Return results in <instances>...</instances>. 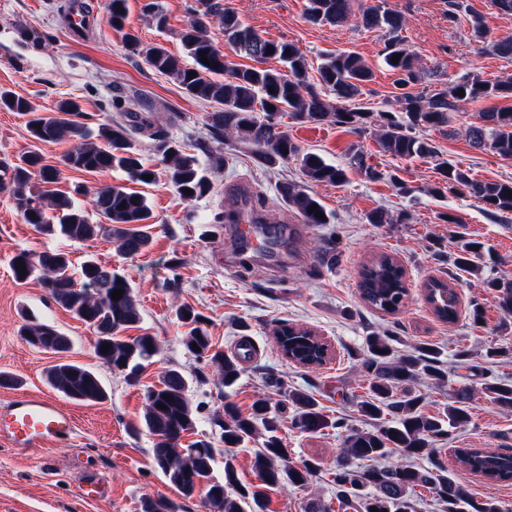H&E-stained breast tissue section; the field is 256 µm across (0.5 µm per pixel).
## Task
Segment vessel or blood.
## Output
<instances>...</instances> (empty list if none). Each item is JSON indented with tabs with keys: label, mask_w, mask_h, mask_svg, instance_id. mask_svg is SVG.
Masks as SVG:
<instances>
[{
	"label": "vessel or blood",
	"mask_w": 512,
	"mask_h": 512,
	"mask_svg": "<svg viewBox=\"0 0 512 512\" xmlns=\"http://www.w3.org/2000/svg\"><path fill=\"white\" fill-rule=\"evenodd\" d=\"M76 429L73 414L51 395L19 390L0 402V443L15 450L46 448Z\"/></svg>",
	"instance_id": "vessel-or-blood-1"
}]
</instances>
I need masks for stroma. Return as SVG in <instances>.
<instances>
[{"label": "stroma", "mask_w": 512, "mask_h": 512, "mask_svg": "<svg viewBox=\"0 0 512 512\" xmlns=\"http://www.w3.org/2000/svg\"><path fill=\"white\" fill-rule=\"evenodd\" d=\"M85 2L90 25L76 39L60 20L68 0H0V86L46 113L61 100H76L89 114L93 129L102 123L132 128L143 161L156 172L155 182L141 188L153 211L152 243L146 251L127 257L106 237L70 241L42 234L24 223L12 196L0 190V373L18 378L21 388L48 394V370L73 361L91 368L108 391L100 404L65 400L78 425L76 440L25 452L0 445V512H141L143 500L157 497L181 501L183 512H206L204 490L182 500L156 466L155 438L141 422L146 389L171 368L190 381L189 398L196 408L190 437L212 443L218 458L215 476H222V460L229 453L239 481L259 485L252 462L263 435L228 452L217 422L224 417L225 402H233L245 414L262 397L278 413V434L289 464L312 459L320 465L303 488L267 489L266 512H304L314 500L329 505L332 512H352L339 504L331 474L346 436L373 427L357 408L368 394L360 362L373 335L394 337V348L401 354L423 342L440 347L447 382L437 385L421 378L413 389L429 415L441 412L454 390L470 389V420L416 462L425 467L439 463L467 486L473 498L498 501L512 512V484L488 482L454 455L458 448L512 449V410L490 402L483 392L484 383L512 380V314L500 308L499 292L493 287L494 282L512 280V216L500 217L492 207L444 189L437 167L445 159L480 180L512 181V159L472 147L466 135L469 125L477 123L478 112L512 107V98L467 105L451 114L447 127L420 129L419 137L434 147L435 156H390L378 142L375 118L378 112L398 109L395 76L385 63L384 31L359 29L350 21L312 24L304 15L306 0H222L224 8L264 38L299 46L307 59L309 81H316L324 55L341 50L359 53L373 72L360 101L372 113L363 132L282 118L283 130L304 150L341 167L360 152L378 173L371 179L349 170L342 184L313 185L295 164L265 167L255 162L250 147L214 139L208 126L209 105L189 97L173 79L126 50L124 34L129 31L143 42L162 43L182 64H189L179 33L191 0H158L167 16L162 31L144 15L145 0H128L121 31L107 22L109 0ZM387 3L406 19L399 36L414 58L421 86L445 90L471 71L490 81L512 76L511 60L474 53L470 45L471 12L484 17L491 37L512 36V15L499 13L491 0H463V11L453 21L448 18V0ZM116 94L136 99L132 111L107 110L108 100ZM26 122V115L0 111V161L15 160L30 150ZM157 127L194 155L207 173L211 190L193 203H185L167 177L152 137ZM288 184L314 195L331 215V223L294 238L291 227L303 218L282 194ZM241 211L258 213L271 225L272 248H243L235 232ZM375 211L383 213L385 223L368 222ZM218 213L223 222H214ZM465 238L482 242L493 256L480 272L461 270L454 263ZM326 240L334 241L339 253L332 265L318 253ZM22 251H62L76 264L91 255L127 278L142 316L134 333L154 336L160 345L139 382L128 381L94 357L93 330L49 302L38 277L14 278L11 259ZM381 253L394 256L405 272V307L396 314L372 308L361 296V272ZM436 279L453 286L456 322L442 321L433 313L427 286ZM181 306L206 318L214 349L237 357L241 375L232 392H225L215 367L186 350V328L176 317ZM29 317L54 325L68 337L69 348L47 352L31 347L20 334ZM284 324L323 337L333 350L332 359L314 369L289 363L275 339ZM491 345L500 353L489 359L485 350ZM460 347L471 354L468 364L455 361ZM295 390L312 395L325 414L341 419L342 428L317 433L299 429L289 398ZM90 482L99 483L103 496L78 495V485Z\"/></svg>", "instance_id": "obj_1"}]
</instances>
